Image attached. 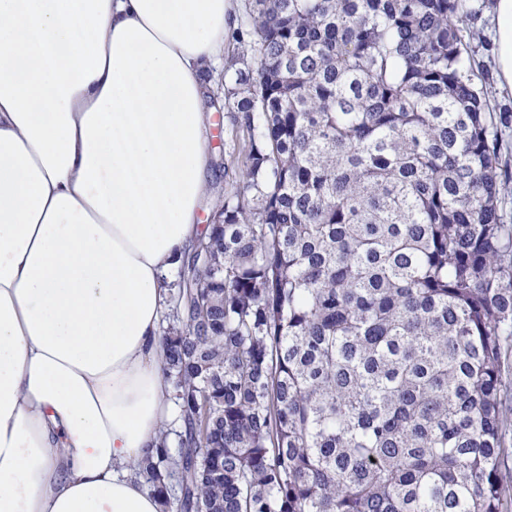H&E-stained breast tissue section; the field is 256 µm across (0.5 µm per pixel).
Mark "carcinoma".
Segmentation results:
<instances>
[{"instance_id": "1", "label": "carcinoma", "mask_w": 512, "mask_h": 512, "mask_svg": "<svg viewBox=\"0 0 512 512\" xmlns=\"http://www.w3.org/2000/svg\"><path fill=\"white\" fill-rule=\"evenodd\" d=\"M469 14L244 0L238 183L162 334L177 451L138 463L162 512H508L512 175Z\"/></svg>"}]
</instances>
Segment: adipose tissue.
Wrapping results in <instances>:
<instances>
[{"label":"adipose tissue","mask_w":512,"mask_h":512,"mask_svg":"<svg viewBox=\"0 0 512 512\" xmlns=\"http://www.w3.org/2000/svg\"><path fill=\"white\" fill-rule=\"evenodd\" d=\"M235 0H0V512H160L164 282L202 234ZM494 54L512 91V0Z\"/></svg>","instance_id":"adipose-tissue-1"}]
</instances>
